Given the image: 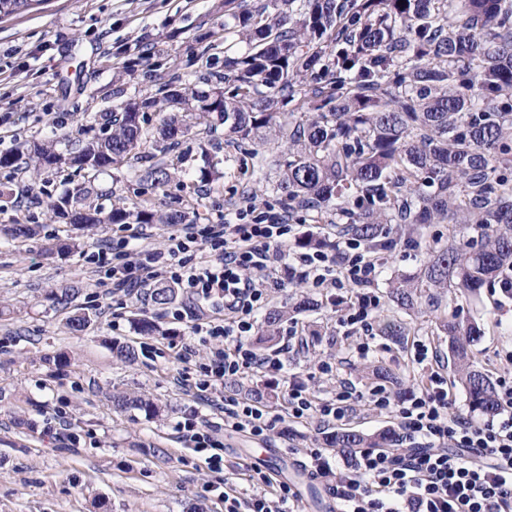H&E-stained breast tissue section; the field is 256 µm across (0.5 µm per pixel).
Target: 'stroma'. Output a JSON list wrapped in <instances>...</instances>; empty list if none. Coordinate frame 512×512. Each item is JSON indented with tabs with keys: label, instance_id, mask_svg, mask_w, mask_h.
Returning <instances> with one entry per match:
<instances>
[{
	"label": "stroma",
	"instance_id": "stroma-1",
	"mask_svg": "<svg viewBox=\"0 0 512 512\" xmlns=\"http://www.w3.org/2000/svg\"><path fill=\"white\" fill-rule=\"evenodd\" d=\"M224 33V0H47L40 9L0 21V152H25L33 141L54 140L59 148L101 135L107 116L122 99L142 97L152 82L145 66L136 62L142 47L152 50L155 65L179 61L182 73L195 74L202 63L189 45L193 37ZM288 151L284 140L259 146L262 167L241 160L237 147L227 145L223 131L209 132L198 125L183 138L178 171L164 189L139 183L127 172H104L98 178L114 199L162 204L167 210H191L200 224H220L243 199L257 211L277 210L270 190L275 163ZM222 161L223 178L214 187H202L199 170L205 155ZM27 174L0 169V225L14 221L36 224L40 235L15 240L0 232V512H224V505L204 491L214 481L210 472L177 439L174 425L188 414L209 415L200 393L180 387V376L199 378V365L209 354L194 344L195 361L182 363L178 354L192 341L191 319H174V304L157 305L155 289L164 278L148 279L137 292L115 290L112 281L86 253L100 240L117 241L118 225L80 229L50 221L40 205L15 206L14 200L30 186ZM401 227L392 225L396 245L384 255L376 285L381 307L374 322L377 349L358 356L355 337L344 335L339 315L326 292L302 281L298 272L280 269L268 290L269 306L307 300L306 309L285 327L297 331L302 345L285 356L287 372L269 392V406L283 405L288 384L304 381L311 393L324 397L332 389L317 370L319 361L331 362L340 373L361 380L367 368L383 365L416 390L428 370L416 364L413 341L430 342L440 355L448 346L436 334V313L428 305L407 312L388 298L391 279L419 268L427 259L425 244L446 245L448 227L426 224L421 246L408 248L399 240ZM72 242L65 254H48L56 239ZM80 284L73 304H53L50 293ZM443 302L455 303L461 319L475 320L483 334L474 349L481 365L493 375L512 373L503 350L512 345V306L498 302L483 289L465 297L450 290ZM84 309L91 323L70 331L67 319ZM159 324L163 335L146 336L139 319ZM387 322L405 324L406 335L391 336ZM133 346L136 359H113L110 346ZM65 352L68 366L51 370L44 354ZM144 395L162 408L156 418L144 412L115 410L110 393ZM76 425L80 436L70 446L49 435L57 415ZM227 451L235 462L264 468L255 459L260 448L290 455L292 448L324 446L325 435L316 421L285 422L266 440L224 431Z\"/></svg>",
	"mask_w": 512,
	"mask_h": 512
}]
</instances>
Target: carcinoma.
Instances as JSON below:
<instances>
[{
	"instance_id": "carcinoma-1",
	"label": "carcinoma",
	"mask_w": 512,
	"mask_h": 512,
	"mask_svg": "<svg viewBox=\"0 0 512 512\" xmlns=\"http://www.w3.org/2000/svg\"><path fill=\"white\" fill-rule=\"evenodd\" d=\"M47 0H0V20ZM224 0V41L246 44L224 51V74L200 75L209 90L186 82L177 63L168 79L153 76L155 93L122 108L104 132L60 152L53 141L30 146L26 168L45 173L76 168L86 174L46 203L50 218L95 228L103 224H193L187 211H163L146 200L106 208L100 173L127 164L138 182L169 184L174 165L157 160L181 143L199 121L224 126L238 146L288 140L273 184L288 219L336 215L337 223L373 243L387 224L451 226L448 246L430 251L412 274L392 282L389 297L412 311L420 301L440 308L441 291L474 295L512 268V0ZM300 114L293 125L282 110ZM168 111L151 127L148 112ZM221 160L200 169L208 185L223 177ZM471 224L480 240L465 239ZM14 238L31 239V224L3 225ZM296 309L284 304L266 314L258 344L276 342ZM448 341L451 383L471 411L498 412L494 377L480 367L471 345L481 336L457 311L437 316ZM112 405L156 416L148 398L114 393ZM329 447L346 457L359 448H390V429L367 435L337 430Z\"/></svg>"
}]
</instances>
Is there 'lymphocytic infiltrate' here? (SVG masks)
<instances>
[{"label":"lymphocytic infiltrate","instance_id":"lymphocytic-infiltrate-1","mask_svg":"<svg viewBox=\"0 0 512 512\" xmlns=\"http://www.w3.org/2000/svg\"><path fill=\"white\" fill-rule=\"evenodd\" d=\"M293 231L284 213H259L247 204L221 224L178 225L165 249H133L124 239L122 262L110 264L106 242L90 260L105 269L114 288L127 292L143 275L166 273L188 298L199 296L219 308V316L195 323L193 332L210 346L198 388L213 395V409L223 415L226 426L263 440L284 418H314L322 426H336L350 420L363 403L395 420L400 439L411 444L403 453L361 449L334 465L323 449L301 450L299 464L305 473L328 478L336 512H512V380L498 382L499 414L473 422L456 411L448 379L435 369L437 357L423 341L413 342V360L429 367V378L406 398L395 397L381 384L360 389L345 378L337 379L334 393L320 400L302 382H289L284 416L256 397H224L225 382L249 375L271 382L285 369L279 353L255 351L251 332L267 303V285L288 258L305 282L336 288L340 326L346 335L358 337L359 354L371 349L381 306L374 284L392 240L374 247L346 232L334 254L303 245L287 254L283 247ZM198 247L208 253L196 259L191 251ZM347 287L352 290L348 296L343 293ZM176 432L210 471L235 473L224 439L210 421L188 416L177 423ZM246 476L243 492L224 482L209 486V493L223 501L224 512H294L299 497L294 484L258 468Z\"/></svg>","mask_w":512,"mask_h":512}]
</instances>
